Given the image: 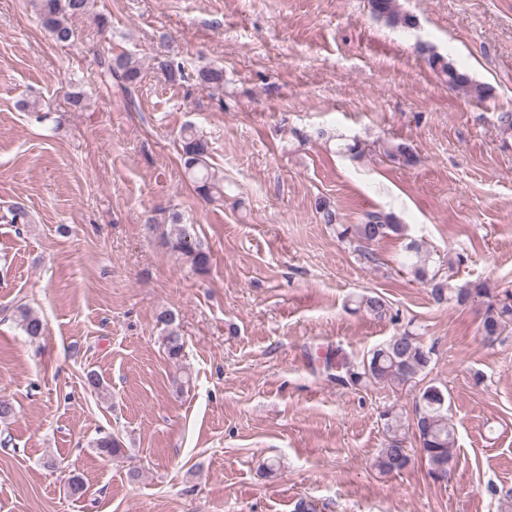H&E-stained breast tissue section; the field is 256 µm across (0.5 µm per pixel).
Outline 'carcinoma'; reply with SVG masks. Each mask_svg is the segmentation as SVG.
<instances>
[{
  "label": "carcinoma",
  "mask_w": 512,
  "mask_h": 512,
  "mask_svg": "<svg viewBox=\"0 0 512 512\" xmlns=\"http://www.w3.org/2000/svg\"><path fill=\"white\" fill-rule=\"evenodd\" d=\"M370 13L378 20L392 27L410 28L415 25L414 18L399 8L397 0H368ZM32 7L39 17L43 28L57 43H69L75 37L72 19L89 12L90 0H32ZM427 62L448 86L464 97L481 98L486 93L483 85L477 83L464 70L457 68L444 56L431 48L423 50ZM101 75L125 94L131 92L141 80V67L133 57L120 54L99 61ZM166 81L176 84L185 79L181 65L171 61L159 62ZM196 79L203 85H221L224 83V69L205 63L198 67ZM180 160L184 175L194 186L196 193L208 203L224 201V183L218 180L212 171L208 158L209 145L205 138L198 135L194 127L188 125L180 132ZM390 160L403 166H412L418 161L413 148L406 143H395L387 148ZM315 210L323 224H337L336 207L329 201L319 198ZM9 224H29L31 218L28 209L22 204L8 208L4 216ZM169 221L176 227V233L168 237L167 242L172 251L180 254L189 267L197 274L209 271L211 254L204 242L195 233L194 225L182 223L180 213L174 212ZM339 225V224H337ZM404 231L392 213L367 211L358 224L339 225L338 235L341 239L355 244L358 256L367 261H374L372 246L382 240L400 236ZM429 253L411 241L405 246L403 266L420 283L430 290L437 302L456 300L463 304L469 299H485V309L480 320L481 333L485 340L495 342L507 325L512 323V303L494 297L486 284L468 283L458 286L452 283V276L442 275L438 270L429 269ZM355 310L382 319L397 316L390 314L388 302L376 293L361 296L356 301ZM20 326L27 336L38 338L44 335L46 323L26 307H18ZM161 325L162 345L169 359L178 361L184 351V337L179 333L176 316L170 310H164L157 316ZM435 350L423 345L417 336L406 330L399 336H392L383 343L373 347L361 362L351 364L342 361L332 364L333 356L325 360V368H338L336 381L350 387L389 386L404 387L424 376L429 369ZM384 429L388 435L387 443L375 459L374 465L379 473L389 475L405 469L410 462L409 449L403 445L400 412L393 406L380 413ZM415 435L429 468V474L436 480L448 476L454 462L455 431L448 419L446 395L437 385L429 383L419 390L413 418ZM92 447L104 457H112L123 450L119 436L107 433L95 441Z\"/></svg>",
  "instance_id": "1"
}]
</instances>
